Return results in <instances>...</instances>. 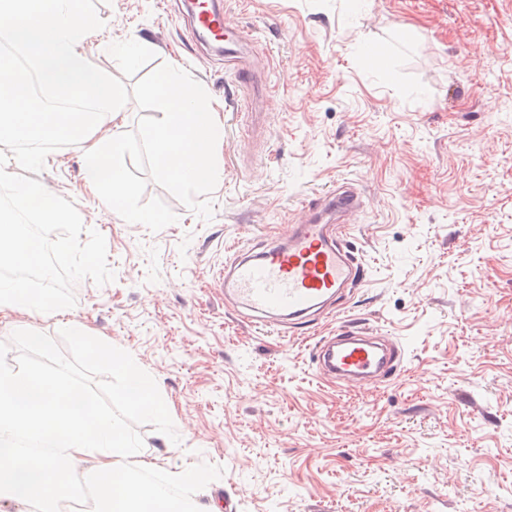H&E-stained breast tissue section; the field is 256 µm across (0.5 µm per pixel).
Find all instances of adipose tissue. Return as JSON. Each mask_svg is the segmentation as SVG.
<instances>
[{
	"instance_id": "adipose-tissue-1",
	"label": "adipose tissue",
	"mask_w": 512,
	"mask_h": 512,
	"mask_svg": "<svg viewBox=\"0 0 512 512\" xmlns=\"http://www.w3.org/2000/svg\"><path fill=\"white\" fill-rule=\"evenodd\" d=\"M93 17L78 13L75 0H0V32L36 48L45 83L61 93L82 94L95 103L91 112H40L27 91L31 74L0 57V143L65 141L83 156L84 182L101 191L103 204L123 206L127 182L122 160L130 149L122 135L124 85L98 73L85 49L99 30ZM26 312L54 317L62 312L51 292L31 293L23 279L0 281V316ZM70 333L86 350L109 361L125 382L122 399L139 411L163 419L158 384L118 353L107 349L87 327L71 322ZM139 451L111 416L87 411L76 392L56 376L0 365V502L28 512L31 506L57 512L75 469L93 461L96 474L93 512H194L205 491L203 474L185 469L170 474L185 493L170 497L161 487L134 480Z\"/></svg>"
}]
</instances>
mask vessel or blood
<instances>
[{
  "instance_id": "obj_1",
  "label": "vessel or blood",
  "mask_w": 512,
  "mask_h": 512,
  "mask_svg": "<svg viewBox=\"0 0 512 512\" xmlns=\"http://www.w3.org/2000/svg\"><path fill=\"white\" fill-rule=\"evenodd\" d=\"M193 24L196 31L223 44L225 68L233 71L240 87L253 89V73L234 54L241 36L226 28L222 0H200L193 9ZM360 206L358 192L349 187L310 200L307 221L290 225L285 238L262 241L225 266V295L257 323L280 328L286 335L301 333L310 327L314 310L364 282V268L353 248L332 225L319 220L327 210L350 217ZM315 356L321 376L361 385L375 378L387 379L401 352L379 345L365 328L347 326L320 342Z\"/></svg>"
}]
</instances>
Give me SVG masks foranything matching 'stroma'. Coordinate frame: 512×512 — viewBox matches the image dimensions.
Listing matches in <instances>:
<instances>
[{
	"mask_svg": "<svg viewBox=\"0 0 512 512\" xmlns=\"http://www.w3.org/2000/svg\"><path fill=\"white\" fill-rule=\"evenodd\" d=\"M188 3L81 8L102 23L86 45L101 73L130 87L176 63L208 92L224 125L212 221L151 182L145 199L177 222H125L85 188L72 146L38 175L104 235L115 273L79 281L70 317L157 380L167 421L120 399L111 364L57 319L0 317V361L82 389L168 491L170 472H203L199 512H512V0H224L266 87L254 117ZM128 40L143 45L131 66L112 52ZM345 181L363 199L350 241L364 287L304 336L234 312L225 262ZM346 325L400 341L390 380L319 376L316 342Z\"/></svg>",
	"mask_w": 512,
	"mask_h": 512,
	"instance_id": "35a3bbf8",
	"label": "stroma"
}]
</instances>
